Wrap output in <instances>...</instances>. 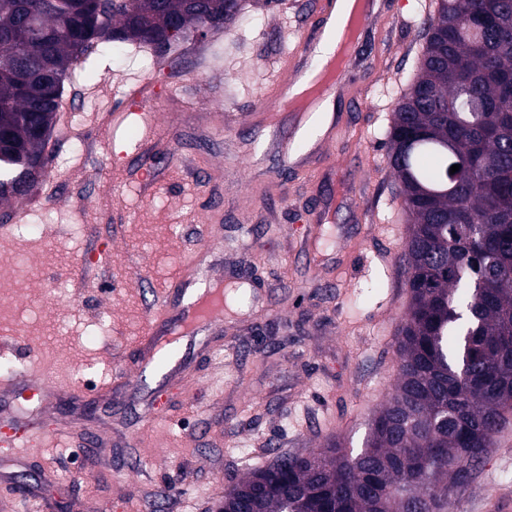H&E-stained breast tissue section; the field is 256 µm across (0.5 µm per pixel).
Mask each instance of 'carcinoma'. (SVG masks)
I'll return each mask as SVG.
<instances>
[{"label": "carcinoma", "instance_id": "carcinoma-1", "mask_svg": "<svg viewBox=\"0 0 512 512\" xmlns=\"http://www.w3.org/2000/svg\"><path fill=\"white\" fill-rule=\"evenodd\" d=\"M386 159L413 229L397 383L356 454L282 453L224 488L222 512H448L512 423V0H434ZM242 0H0V201L42 181L74 64L101 41L163 55ZM41 35L28 36L31 16ZM183 33L165 36L171 19ZM460 165L450 173V167Z\"/></svg>", "mask_w": 512, "mask_h": 512}]
</instances>
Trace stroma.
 <instances>
[{
  "label": "stroma",
  "mask_w": 512,
  "mask_h": 512,
  "mask_svg": "<svg viewBox=\"0 0 512 512\" xmlns=\"http://www.w3.org/2000/svg\"><path fill=\"white\" fill-rule=\"evenodd\" d=\"M396 20L368 30L357 68L363 107L336 102L350 122L330 150L283 169L281 147L298 113H281L259 142L250 118L315 0H244L234 24L174 52L102 42L66 86L46 152L45 180L0 207L1 349L22 376L31 359L53 375L44 400L15 396L0 433L29 436L0 446V505L13 512H216L231 478L272 463L278 451L357 450L397 378L395 339L408 306L400 257L408 226L400 185L385 167L391 102L413 76L420 21L430 0H390ZM150 93L156 127L122 120L130 98ZM173 164L151 186L140 170L159 145ZM347 171L364 208L340 202ZM215 192L222 220L199 272L212 285L246 281L244 310L201 326L179 353L183 374L140 368L136 351L149 305L175 278L206 231ZM323 221L304 225L303 211ZM66 283L55 297L51 284ZM38 311L26 335L10 325L19 303ZM111 328L89 334L97 320ZM132 384L97 394L113 373ZM88 385L87 397L55 380ZM160 410L147 421L151 410ZM512 493V427L473 480L454 489L448 512H484Z\"/></svg>",
  "instance_id": "1"
}]
</instances>
